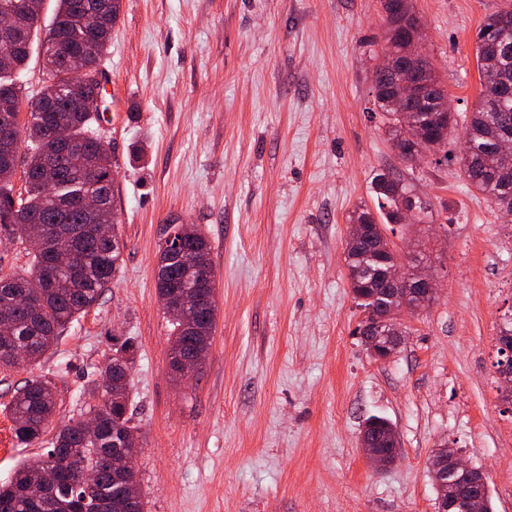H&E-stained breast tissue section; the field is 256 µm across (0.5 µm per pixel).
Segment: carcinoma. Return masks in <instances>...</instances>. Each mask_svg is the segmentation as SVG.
<instances>
[{"label":"carcinoma","mask_w":512,"mask_h":512,"mask_svg":"<svg viewBox=\"0 0 512 512\" xmlns=\"http://www.w3.org/2000/svg\"><path fill=\"white\" fill-rule=\"evenodd\" d=\"M38 0H0V11L18 16L13 42L4 47L11 66L0 70V101L15 106L12 113H0V136L24 139L29 152L24 164L26 197L15 204L12 180L18 157H0V228L30 236L38 225L67 224L75 234L69 244L54 237L39 238L35 245L31 273L27 276H0V306L18 296L30 298L34 305L12 307L6 326H0V369L17 367L14 353L27 352V363L40 361L69 324L98 300L100 291L110 283L120 265L122 250L112 242L93 237L88 226L110 224L114 217L112 166L98 147V139L88 134L99 116L93 89L80 85L78 67L94 63L105 48L112 24L117 18L120 0H57V9L48 33H56L53 59L46 61L50 74L37 103L41 111L28 112L20 120L22 100L16 75L26 67L33 36L41 12L33 5ZM501 12L489 15L476 33V62L481 96L476 110L465 125V139L473 158H459L469 185L492 204L500 206L502 182L497 179L500 156L512 152V30L499 24ZM394 34L383 53L401 58L411 53L434 82L435 98L448 96V88L436 74L428 56L407 39L412 25L405 12L387 14ZM373 106L388 120V133L399 155L413 162L436 154V146L448 139L453 128L452 113L444 118L425 112L416 104L396 103L397 89L392 74L381 67L374 70ZM68 130L72 152L58 156L59 145L53 128ZM93 191L101 198V207L88 215L75 206L78 192ZM379 217L360 209L355 212L366 226V238L345 254L348 279L359 306L368 309L390 304V285L384 271L389 253L377 247L383 223H399L400 207L424 213L427 207L419 197L399 182L379 176L373 185ZM185 250L193 256L194 266L211 269L203 240L190 238ZM157 286L159 296L170 292L167 285L180 275L181 262L170 253L161 256ZM216 307L200 309L194 321L185 323L174 317L170 325L169 357L172 361L211 345L207 333L215 326ZM498 354L502 364L505 350L512 349V317L500 329ZM135 345L125 340L101 371L102 383L89 391L94 403L89 412L101 413L103 420L94 437L73 426L58 430L46 452L55 469V482L46 484L31 478V464L21 463L14 478L0 485V512H145L144 502L130 511L123 507L126 496L123 482L112 476V454L129 448L135 439L136 425L129 414L130 369ZM56 411L53 383L46 378L31 379L17 391L9 403L15 438L23 444L41 439ZM62 458L85 464L99 475V496H87L71 482V467L58 463Z\"/></svg>","instance_id":"carcinoma-1"}]
</instances>
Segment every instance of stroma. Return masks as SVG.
<instances>
[{"mask_svg":"<svg viewBox=\"0 0 512 512\" xmlns=\"http://www.w3.org/2000/svg\"><path fill=\"white\" fill-rule=\"evenodd\" d=\"M506 0H411L421 49L465 122L478 103L475 35ZM382 0H120L92 131L112 161L122 264L39 363L0 371V484L87 413L89 382L126 339L145 512H436L428 459L441 439L485 472L512 512V406L495 374L512 311V215L459 165L400 158L372 105ZM386 175L429 221L390 224L424 244L439 288L374 360L344 262L348 217L376 209ZM208 239L217 319L188 380L168 367L155 284L171 222ZM55 385L46 440L18 443L6 410L32 378ZM398 435L397 462L365 460L370 415Z\"/></svg>","mask_w":512,"mask_h":512,"instance_id":"stroma-1","label":"stroma"}]
</instances>
